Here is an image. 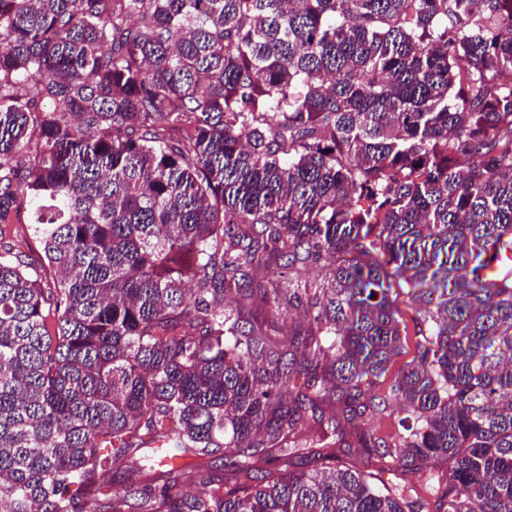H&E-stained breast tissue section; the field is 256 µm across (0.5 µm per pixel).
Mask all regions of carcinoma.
Instances as JSON below:
<instances>
[{
  "mask_svg": "<svg viewBox=\"0 0 512 512\" xmlns=\"http://www.w3.org/2000/svg\"><path fill=\"white\" fill-rule=\"evenodd\" d=\"M21 210L60 278L0 254L4 512H512V0H0ZM405 303L401 304V310L403 314L402 321H405L408 325V333L409 336L405 341V349L403 354L398 357H395L389 364L388 372L383 376V380L385 381L383 386L388 387L394 376L399 374L400 370L405 367L407 362H410L416 353L417 344L419 341H423L422 336L414 335V322L413 317L416 315L414 308L409 305L408 297L404 298ZM405 416L406 414L399 410L398 405L393 404V407L385 412L383 417H379V415L375 418L364 417L363 419L359 420L358 424L355 422V426H372L380 435H391L394 433L403 432V425L407 423H401V420Z\"/></svg>",
  "mask_w": 512,
  "mask_h": 512,
  "instance_id": "cac0c4a2",
  "label": "carcinoma"
}]
</instances>
